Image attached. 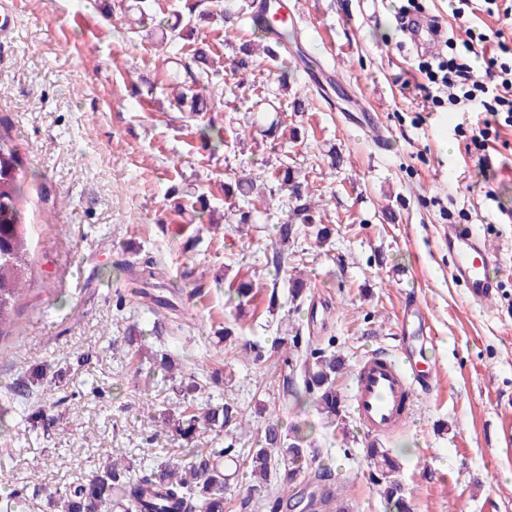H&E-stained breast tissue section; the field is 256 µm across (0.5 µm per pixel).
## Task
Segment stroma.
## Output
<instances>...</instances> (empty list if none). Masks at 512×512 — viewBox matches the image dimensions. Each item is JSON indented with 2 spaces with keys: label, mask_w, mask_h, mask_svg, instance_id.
I'll return each mask as SVG.
<instances>
[{
  "label": "stroma",
  "mask_w": 512,
  "mask_h": 512,
  "mask_svg": "<svg viewBox=\"0 0 512 512\" xmlns=\"http://www.w3.org/2000/svg\"><path fill=\"white\" fill-rule=\"evenodd\" d=\"M119 0H0V121L17 135L27 179V219L34 227L33 271L15 317L18 334L0 355V406H10L0 431V496L15 493L25 512H46L34 487H66L85 479L107 457L152 468L178 442L157 434L154 416L187 404L153 370L170 354L182 373L210 385L252 420L233 439L200 435L196 447L233 446L240 465L225 493V512H268L269 490L248 493L242 462L269 416L303 436L311 469L297 491L312 497L314 472L329 471L346 512H389L372 479L367 449L383 448L400 464L399 480L412 512H512V438L499 426L512 415V127L502 128L487 163L467 155L458 125L477 116L432 108L423 93L421 55L394 19L406 0H300L298 38L288 44L286 89L269 97L265 113L252 108V87L226 95L214 112L224 126L247 130L211 153L188 113L171 109L166 75L185 50L203 40L221 63L242 55L252 31L243 22L249 0H160L168 12L191 4L208 11L193 20L181 44L163 43L161 28L139 23ZM425 16L456 42L478 28H498L483 11L458 20L448 0H422ZM227 9L232 19L219 17ZM157 88L152 104L135 90ZM305 109L297 112L293 100ZM374 112L387 133L376 146L348 113ZM281 116L296 138L267 134ZM340 156L332 165V156ZM307 176L324 223L335 232L316 243L299 227L287 270L270 265L276 230L290 213L284 193L270 198L254 223L225 224L224 179L244 173L271 183L283 157ZM204 196L213 227L198 240L186 202ZM465 214L500 256L504 268L492 303H470L449 273L450 216ZM164 266L176 288V312L152 313L129 298L127 284L142 262ZM306 279L309 291L293 304L287 279ZM251 278L258 290L252 313L238 315L225 284ZM278 305L269 308L270 292ZM427 316L424 362L433 392L418 397L406 424L374 439L350 402L353 374L374 352H394L406 300ZM233 327L237 344L224 342ZM330 348L342 359L336 385L341 418L328 424L311 398L284 396V375L300 379L284 360L292 340ZM262 346L255 359L250 344ZM55 378L51 415L36 373ZM32 379L29 401H15V383Z\"/></svg>",
  "instance_id": "1"
}]
</instances>
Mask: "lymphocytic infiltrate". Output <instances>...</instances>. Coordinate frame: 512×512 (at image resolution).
I'll return each mask as SVG.
<instances>
[{
	"mask_svg": "<svg viewBox=\"0 0 512 512\" xmlns=\"http://www.w3.org/2000/svg\"><path fill=\"white\" fill-rule=\"evenodd\" d=\"M479 60L485 65L481 72ZM419 70L433 105L483 113L482 122L461 133L468 152L485 155L501 126H512V44L502 27L473 33L463 50L421 61Z\"/></svg>",
	"mask_w": 512,
	"mask_h": 512,
	"instance_id": "f902f5d3",
	"label": "lymphocytic infiltrate"
}]
</instances>
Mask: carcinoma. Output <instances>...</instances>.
<instances>
[{
  "mask_svg": "<svg viewBox=\"0 0 512 512\" xmlns=\"http://www.w3.org/2000/svg\"><path fill=\"white\" fill-rule=\"evenodd\" d=\"M297 32L283 26L274 41L263 47L262 60L277 62L288 50V41ZM169 77L175 80L170 104L193 117L206 115L215 108L216 97L223 94V74L207 49L195 47L187 60ZM226 128L208 119L200 128V138L215 152L224 146ZM23 162L20 147L12 128L0 122V343L13 338L14 316L24 296L27 275L32 262L28 242V224L24 209ZM272 179L280 191L288 192L293 215L311 229L318 241L327 240L334 228L322 224L312 203L309 183L302 171L280 161ZM227 224H251L257 207L248 199L246 181L236 175L224 179ZM165 279L154 262H146L139 275L131 280L133 295L150 298L147 292L152 281ZM255 296L252 281L241 280L229 288V299L240 308ZM341 361L336 354L314 348L305 355L301 365L304 392L318 410L331 422L340 417L342 396L336 389V373ZM165 432L184 444L193 442L204 426L215 436L234 434L249 427L238 405L226 401L216 407L196 412L185 407L178 418L167 417ZM228 449L186 448L180 456L163 461L150 473L136 471L130 463L110 459L85 480L46 494V504L53 512H224V492L228 475L225 457ZM370 463L377 474L376 483L392 512H410L398 480L399 467L385 450L368 449ZM310 462V449L303 447V438L282 431L279 421L265 423L259 447L249 451V469L253 487L262 488L276 479L277 492L268 502L269 512H281L288 504V490L305 472Z\"/></svg>",
  "mask_w": 512,
  "mask_h": 512,
  "instance_id": "obj_1",
  "label": "carcinoma"
}]
</instances>
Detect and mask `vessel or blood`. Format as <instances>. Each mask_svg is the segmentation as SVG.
<instances>
[{"instance_id":"obj_1","label":"vessel or blood","mask_w":512,"mask_h":512,"mask_svg":"<svg viewBox=\"0 0 512 512\" xmlns=\"http://www.w3.org/2000/svg\"><path fill=\"white\" fill-rule=\"evenodd\" d=\"M289 16L285 0H251L245 20L247 25L265 27L273 38L276 21ZM448 252L450 273L471 302L481 304L496 295L498 288L488 274L496 254L478 232L461 224L449 225ZM431 385L430 375L421 374L405 344H398L395 358L371 356L359 364L353 389L357 417L369 435H387L405 423L418 389Z\"/></svg>"}]
</instances>
